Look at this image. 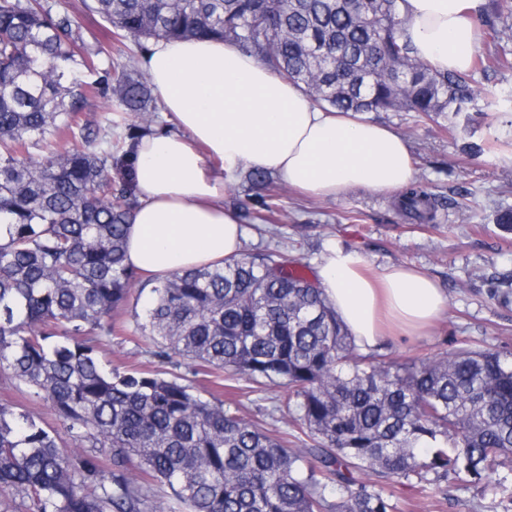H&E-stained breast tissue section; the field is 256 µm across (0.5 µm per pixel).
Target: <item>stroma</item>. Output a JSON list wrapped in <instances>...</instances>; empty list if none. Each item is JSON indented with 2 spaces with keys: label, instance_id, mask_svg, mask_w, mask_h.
Instances as JSON below:
<instances>
[{
  "label": "stroma",
  "instance_id": "stroma-1",
  "mask_svg": "<svg viewBox=\"0 0 512 512\" xmlns=\"http://www.w3.org/2000/svg\"><path fill=\"white\" fill-rule=\"evenodd\" d=\"M480 92L491 89L493 101L477 97L469 113L416 120L412 113L377 114L402 134L411 149L415 183L427 185L445 202L436 219L419 223L400 211L393 192L356 190L340 199H312L275 178L281 210L273 219L277 237L246 227L244 251L280 250L315 267L331 246L358 251L374 271L391 265L415 267L434 278L448 294L445 316L428 333L388 336L379 354L398 362L429 358L463 348L512 353V233L496 218L512 209V69L476 71ZM310 225L305 237L295 227ZM135 305L120 312L122 332L107 347L113 366L163 368L168 377H192L202 396L215 395L246 420L287 434L291 447L305 448L308 438L294 431L282 389L268 385L251 390L233 372H199L161 363L148 338L135 329ZM0 405L31 411L43 426L62 429L50 404L34 401L0 371ZM396 512H500L485 481L427 488L401 481L385 487Z\"/></svg>",
  "mask_w": 512,
  "mask_h": 512
}]
</instances>
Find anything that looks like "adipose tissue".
Masks as SVG:
<instances>
[{
  "mask_svg": "<svg viewBox=\"0 0 512 512\" xmlns=\"http://www.w3.org/2000/svg\"><path fill=\"white\" fill-rule=\"evenodd\" d=\"M482 3L403 0L417 56L442 72L469 70ZM144 68L174 129L135 149L139 204L126 263L137 272L165 278L239 256L244 229L224 207V188L241 171L274 172L317 199L397 191L414 177L410 146L392 127L315 108L303 89L230 43L162 40ZM316 283L364 349L386 336L389 322L407 333L431 329L448 304L427 274L394 265L371 275L360 253L335 246L319 260Z\"/></svg>",
  "mask_w": 512,
  "mask_h": 512,
  "instance_id": "adipose-tissue-1",
  "label": "adipose tissue"
}]
</instances>
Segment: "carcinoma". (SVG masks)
Masks as SVG:
<instances>
[{
  "instance_id": "carcinoma-1",
  "label": "carcinoma",
  "mask_w": 512,
  "mask_h": 512,
  "mask_svg": "<svg viewBox=\"0 0 512 512\" xmlns=\"http://www.w3.org/2000/svg\"><path fill=\"white\" fill-rule=\"evenodd\" d=\"M401 0H78L112 25L115 43L79 50L72 15L44 0H0V368L49 403L75 441L33 414L0 406V499L29 512H395L384 485L468 483L512 473V358L461 349L399 364L360 354L332 307L278 250L176 273L151 288L137 328L153 354L230 370L285 395L309 448L159 371L105 370L116 314L139 282L123 264L138 205L131 123L157 97L124 40L229 42L320 109L466 112L471 71L438 72L405 35ZM512 0L487 20L497 61L512 65ZM115 52L112 69L95 59ZM98 71L91 83L75 69ZM98 97L108 117L84 113ZM39 151L33 159L30 149ZM269 215L268 172L248 173ZM401 208L434 221L427 187ZM173 493L163 506L153 482Z\"/></svg>"
}]
</instances>
